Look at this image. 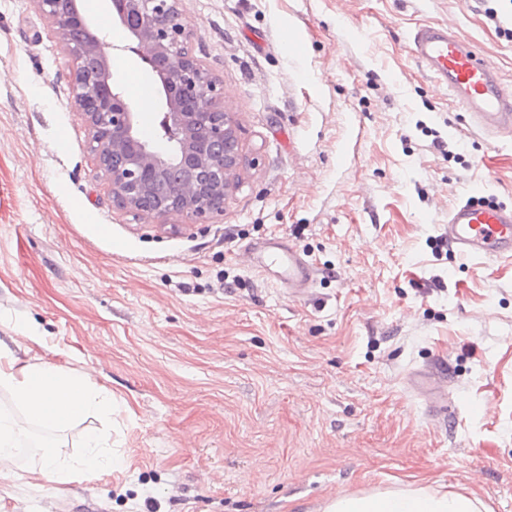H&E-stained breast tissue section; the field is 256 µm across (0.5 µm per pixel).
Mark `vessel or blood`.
I'll return each instance as SVG.
<instances>
[{"label": "vessel or blood", "mask_w": 512, "mask_h": 512, "mask_svg": "<svg viewBox=\"0 0 512 512\" xmlns=\"http://www.w3.org/2000/svg\"><path fill=\"white\" fill-rule=\"evenodd\" d=\"M411 54L434 80L447 86L455 105L475 127L490 137L512 135V86L473 43L441 25L415 30ZM444 238L461 255L512 259V206L472 192L448 211ZM265 266L279 269L280 279L294 290L309 287L315 267L277 237L263 250Z\"/></svg>", "instance_id": "1"}]
</instances>
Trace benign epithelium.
<instances>
[{
  "label": "benign epithelium",
  "mask_w": 512,
  "mask_h": 512,
  "mask_svg": "<svg viewBox=\"0 0 512 512\" xmlns=\"http://www.w3.org/2000/svg\"><path fill=\"white\" fill-rule=\"evenodd\" d=\"M34 2L71 60L72 101L85 116L112 202L153 218L223 215L238 187L242 148L222 88L189 49L179 0H107L126 33L124 49L160 80L164 152L142 140L139 115L113 80L112 45L93 33L80 0Z\"/></svg>",
  "instance_id": "benign-epithelium-1"
}]
</instances>
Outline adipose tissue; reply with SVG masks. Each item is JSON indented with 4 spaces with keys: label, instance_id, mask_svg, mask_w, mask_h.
<instances>
[{
    "label": "adipose tissue",
    "instance_id": "adipose-tissue-1",
    "mask_svg": "<svg viewBox=\"0 0 512 512\" xmlns=\"http://www.w3.org/2000/svg\"><path fill=\"white\" fill-rule=\"evenodd\" d=\"M0 389L8 390L15 404L31 419L57 429L67 428L91 412L109 413L112 397L88 376L47 363L21 362L0 344ZM116 456L108 438L90 433L81 455H67L58 445L38 449L31 473L62 486L86 472L112 470ZM324 512H487L476 495L445 491L429 483L401 484L384 490L331 499Z\"/></svg>",
    "mask_w": 512,
    "mask_h": 512
}]
</instances>
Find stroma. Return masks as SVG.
Segmentation results:
<instances>
[{
    "label": "stroma",
    "instance_id": "stroma-1",
    "mask_svg": "<svg viewBox=\"0 0 512 512\" xmlns=\"http://www.w3.org/2000/svg\"><path fill=\"white\" fill-rule=\"evenodd\" d=\"M179 8L245 156L206 224L113 204L60 39L34 0H0V340L112 394L110 419L57 433L67 453L102 430L124 454L60 488L0 483V512H323L419 480L512 512V261L443 238L471 188L512 205V145L408 48L416 26H450L512 84V41L482 0ZM87 15L115 80L150 87L156 129L158 77L104 0ZM271 236L316 266L303 295L257 268ZM434 362L444 423L411 381Z\"/></svg>",
    "mask_w": 512,
    "mask_h": 512
}]
</instances>
